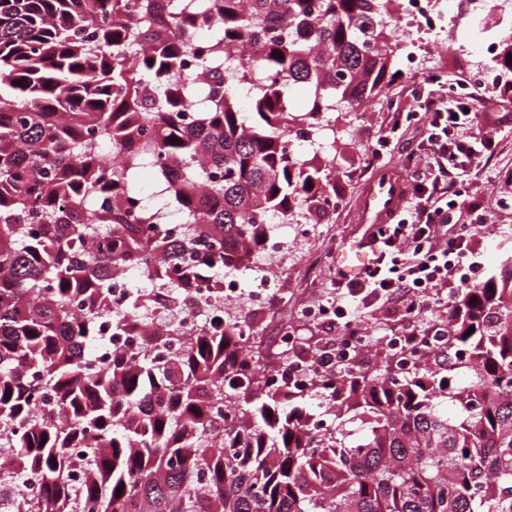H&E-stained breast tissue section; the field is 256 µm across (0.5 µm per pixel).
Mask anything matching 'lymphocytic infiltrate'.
<instances>
[{
	"mask_svg": "<svg viewBox=\"0 0 512 512\" xmlns=\"http://www.w3.org/2000/svg\"><path fill=\"white\" fill-rule=\"evenodd\" d=\"M469 86L466 77L458 76L447 87L415 88L418 110L412 118L421 125L422 139L409 198L395 223L367 229L362 237L366 261L358 274L332 269L335 293L321 301V326L332 339L312 347L315 370L344 367L345 355L334 340L355 336L357 310L398 305L402 313L396 330L412 349L421 336L412 322L416 309L449 308L450 283L476 287L481 263L471 248L475 226L462 213L470 207L473 175L494 156L498 142L490 132L489 97L474 94Z\"/></svg>",
	"mask_w": 512,
	"mask_h": 512,
	"instance_id": "f902f5d3",
	"label": "lymphocytic infiltrate"
}]
</instances>
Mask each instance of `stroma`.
Instances as JSON below:
<instances>
[{
    "mask_svg": "<svg viewBox=\"0 0 512 512\" xmlns=\"http://www.w3.org/2000/svg\"><path fill=\"white\" fill-rule=\"evenodd\" d=\"M441 8L455 15V35L464 42V49L449 50L444 41L428 45L424 67L417 72L407 69L403 52H396L391 66L397 76L382 97L366 102L354 112L324 115L319 134L336 140L337 205L310 217L301 232L289 240L274 276L275 281L287 283L288 290L277 294L273 310L253 318L255 329L267 343H277L293 323L292 310L302 294L311 291L323 297L331 292L330 268L337 266L338 254L346 243L360 237L365 229L358 220V202L364 185L381 170L397 171L407 180L413 176L417 162L411 158L410 151L420 141L421 130L415 124L393 123L395 112H407L416 106L411 96L413 81L427 78L435 71L450 77L469 74L485 43L499 39L497 15L468 13L462 0H441ZM495 59L492 71L500 75L501 83L496 88L487 87L486 93L505 99L492 116L500 143L497 154L481 170L469 192L487 217L486 223L475 229L473 237L483 265L482 275L486 278L499 273L501 257L512 253V208L503 210L498 206L500 198H512V182H505L501 175L502 170H512V72L503 69V54H496ZM392 130L400 139V147L392 150L378 168H370V147L378 137Z\"/></svg>",
    "mask_w": 512,
    "mask_h": 512,
    "instance_id": "stroma-1",
    "label": "stroma"
}]
</instances>
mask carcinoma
I'll list each match as a JSON object with an SVG mask.
<instances>
[{
    "instance_id": "obj_1",
    "label": "carcinoma",
    "mask_w": 512,
    "mask_h": 512,
    "mask_svg": "<svg viewBox=\"0 0 512 512\" xmlns=\"http://www.w3.org/2000/svg\"><path fill=\"white\" fill-rule=\"evenodd\" d=\"M191 2L0 0V429L20 428L16 472L40 481L35 502L0 488V512H512V257L461 291L447 331L426 323L443 342L409 367L316 373L315 409L270 379L283 351L256 332L240 345L233 320L171 359L96 361L114 269L153 284L129 291V319L222 283L270 215L335 202L333 162L294 158L293 126L395 79L392 0ZM147 165L180 238L153 206L132 211Z\"/></svg>"
}]
</instances>
